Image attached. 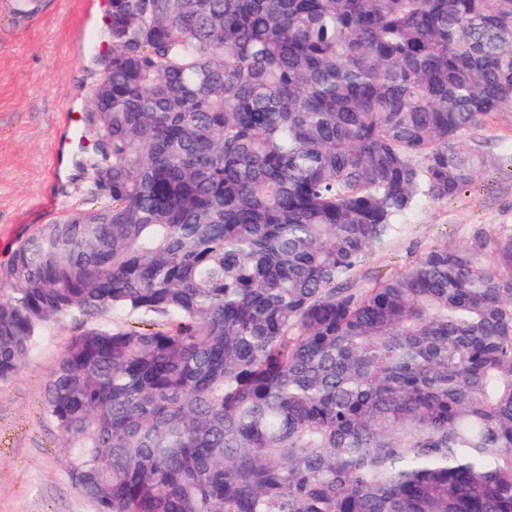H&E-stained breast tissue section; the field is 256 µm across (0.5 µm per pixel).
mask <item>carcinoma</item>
<instances>
[{
    "label": "carcinoma",
    "mask_w": 512,
    "mask_h": 512,
    "mask_svg": "<svg viewBox=\"0 0 512 512\" xmlns=\"http://www.w3.org/2000/svg\"><path fill=\"white\" fill-rule=\"evenodd\" d=\"M87 206L0 265V380L97 512H512V231L354 272L488 164L512 0H112ZM136 313L132 324L121 316Z\"/></svg>",
    "instance_id": "cac0c4a2"
}]
</instances>
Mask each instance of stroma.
<instances>
[{
    "label": "stroma",
    "mask_w": 512,
    "mask_h": 512,
    "mask_svg": "<svg viewBox=\"0 0 512 512\" xmlns=\"http://www.w3.org/2000/svg\"><path fill=\"white\" fill-rule=\"evenodd\" d=\"M84 0H37L26 23L15 0H0V263L45 224L39 202L58 212L82 207L89 182L81 161L89 144L72 142L65 114L87 116L99 51L83 47ZM489 160L478 180L455 197L423 196L373 248L357 271L363 287L395 274L437 243L468 244L512 228V107L465 135ZM73 325L42 337L13 378L0 381V512H96L67 478L60 436L43 409V390Z\"/></svg>",
    "instance_id": "1"
}]
</instances>
